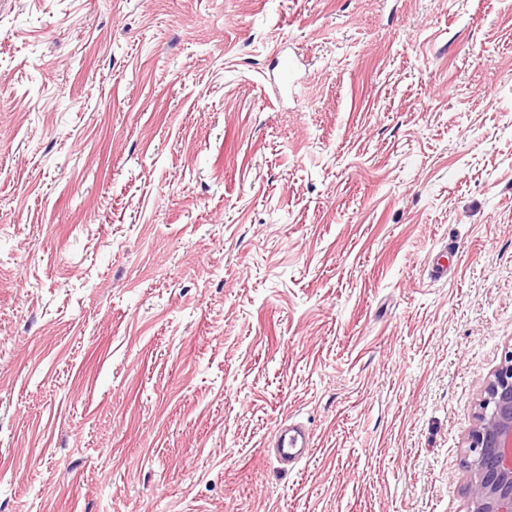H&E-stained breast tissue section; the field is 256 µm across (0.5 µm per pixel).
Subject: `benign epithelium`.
I'll return each mask as SVG.
<instances>
[{"label":"benign epithelium","instance_id":"obj_1","mask_svg":"<svg viewBox=\"0 0 512 512\" xmlns=\"http://www.w3.org/2000/svg\"><path fill=\"white\" fill-rule=\"evenodd\" d=\"M463 467L471 512H512V350L487 383L468 432Z\"/></svg>","mask_w":512,"mask_h":512}]
</instances>
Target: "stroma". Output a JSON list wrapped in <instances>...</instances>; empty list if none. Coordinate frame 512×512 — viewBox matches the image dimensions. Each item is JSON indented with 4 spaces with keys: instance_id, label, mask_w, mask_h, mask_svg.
<instances>
[{
    "instance_id": "obj_1",
    "label": "stroma",
    "mask_w": 512,
    "mask_h": 512,
    "mask_svg": "<svg viewBox=\"0 0 512 512\" xmlns=\"http://www.w3.org/2000/svg\"><path fill=\"white\" fill-rule=\"evenodd\" d=\"M510 348L512 0H0V512H470ZM269 448L281 469H292L312 451V436L300 423L281 422L276 428Z\"/></svg>"
}]
</instances>
